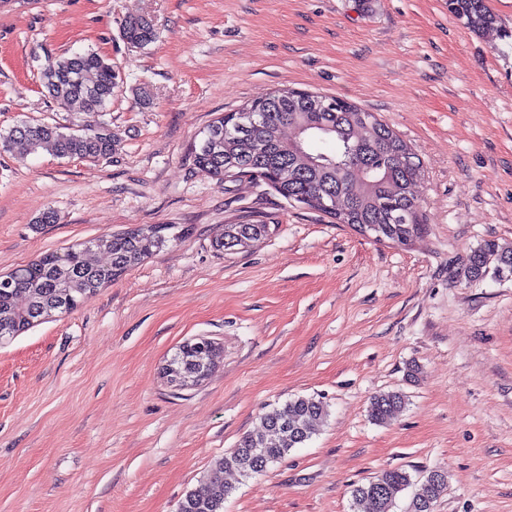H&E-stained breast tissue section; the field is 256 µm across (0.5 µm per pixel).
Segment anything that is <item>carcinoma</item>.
<instances>
[{
  "label": "carcinoma",
  "mask_w": 512,
  "mask_h": 512,
  "mask_svg": "<svg viewBox=\"0 0 512 512\" xmlns=\"http://www.w3.org/2000/svg\"><path fill=\"white\" fill-rule=\"evenodd\" d=\"M448 10L466 24L480 30L493 26L496 15L487 0H448ZM124 41L146 47L157 38L154 24L143 16H129L120 23ZM112 62L93 49L46 56L41 82L48 96L59 104L77 102L86 121L82 132L61 124L22 123L0 132V150L17 142L29 150L48 148L60 158L106 159L112 157L117 137L103 119L119 86ZM261 109L258 121L231 132L221 119L211 122L195 151L199 166L216 178L229 177L226 157L240 156L238 165L267 182L285 199L310 205L322 197L341 194L345 209L330 214L347 224H377L387 239L404 245L424 230L420 203L409 191L420 176V161L411 147L388 124L377 121L358 134V124L368 112L353 104L344 108L338 98L314 94L299 97L278 88L255 99L244 109ZM293 127L297 137L285 140L281 130ZM268 224H226L224 236L215 242L218 251H235L254 246L268 236ZM134 228L107 238L105 265L93 264L86 254L95 242L81 248L69 247L43 254L11 272L12 285L0 288V345L13 339L16 328L36 319L41 306L73 296V306L112 283L116 272L129 267L180 238L176 233L163 240L143 237ZM512 277V249L487 241L466 253L456 277L468 284L480 283L488 275ZM215 346L196 338L180 346L169 360L177 370L195 374L212 372ZM405 405V396L388 391L373 397L370 418L377 424L390 420ZM327 405L314 397L298 396L281 408L262 416V429L243 436L237 445L216 459L204 484L186 492L178 512H224V501L232 488L224 484V472L244 477L264 474L270 466L300 448L324 426ZM417 486L406 512H434L435 504L448 491V476L436 471L416 483L402 468L381 472L351 490V512H392L398 495Z\"/></svg>",
  "instance_id": "carcinoma-1"
}]
</instances>
